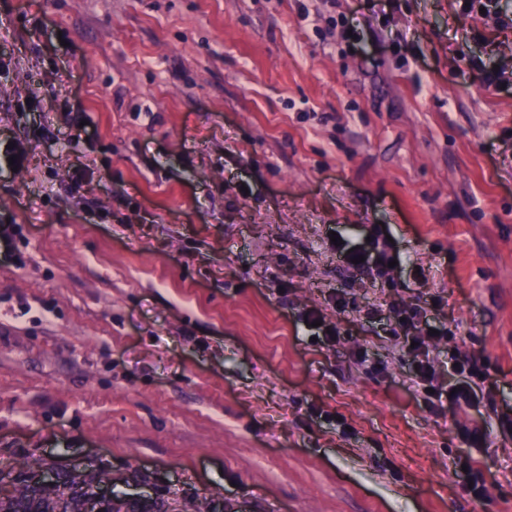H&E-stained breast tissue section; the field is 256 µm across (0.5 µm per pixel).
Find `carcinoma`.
Segmentation results:
<instances>
[{"label":"carcinoma","instance_id":"cac0c4a2","mask_svg":"<svg viewBox=\"0 0 512 512\" xmlns=\"http://www.w3.org/2000/svg\"><path fill=\"white\" fill-rule=\"evenodd\" d=\"M40 464H27L14 478L11 494L0 496V512H83L84 495L74 490L77 482L67 476H58L51 486H40L31 481Z\"/></svg>","mask_w":512,"mask_h":512}]
</instances>
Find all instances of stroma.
Returning <instances> with one entry per match:
<instances>
[{
  "mask_svg": "<svg viewBox=\"0 0 512 512\" xmlns=\"http://www.w3.org/2000/svg\"><path fill=\"white\" fill-rule=\"evenodd\" d=\"M2 53L0 467L165 512H512L511 29L459 0H0ZM377 227L394 266L351 268L333 237ZM433 298L489 359L464 417L388 333Z\"/></svg>",
  "mask_w": 512,
  "mask_h": 512,
  "instance_id": "1",
  "label": "stroma"
}]
</instances>
